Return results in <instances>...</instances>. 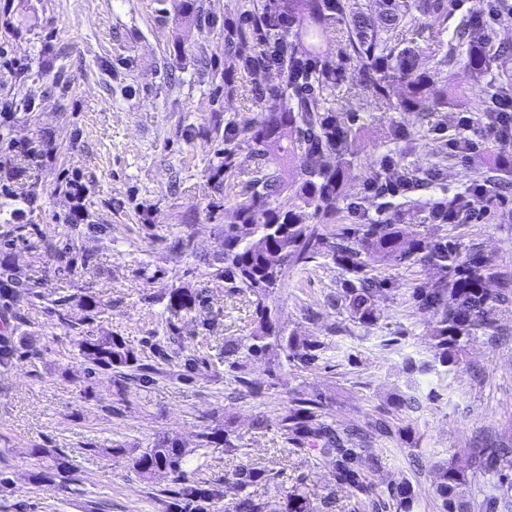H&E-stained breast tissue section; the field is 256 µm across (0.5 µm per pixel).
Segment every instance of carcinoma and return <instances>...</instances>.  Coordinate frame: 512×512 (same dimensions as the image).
<instances>
[{
  "label": "carcinoma",
  "instance_id": "obj_1",
  "mask_svg": "<svg viewBox=\"0 0 512 512\" xmlns=\"http://www.w3.org/2000/svg\"><path fill=\"white\" fill-rule=\"evenodd\" d=\"M371 13H352L345 0H249L243 12L228 30V43L234 46L244 71L255 74L267 67L259 49L280 51L279 85L267 93L279 101V110L264 112L248 125L224 127V140L243 137L253 144L254 176L233 208L224 214V256L215 276L254 297L257 326L248 341H224V366L235 385L256 396L257 386L243 368V361L261 358L279 348L287 360L305 367L318 358L319 347L296 344L279 328L276 313L267 304L281 285L284 270L323 245L311 225L329 224L345 200L350 170L351 129L333 107L332 93L342 81L339 62L354 63L360 81L372 87L381 100H388L387 88L401 86L402 94L392 108L400 112H429L448 103V85L462 75L481 81L492 71L499 57L512 52V44L498 39L494 30L474 17L462 18L455 25L448 52L439 66L448 68L446 83L420 68L422 49L411 39L395 44L392 33L407 31L423 17L447 21L451 11L448 0H375ZM342 33L336 49L324 42L328 29ZM284 159L302 158L301 175L293 192L282 181L270 153ZM402 216L394 213L383 220L360 224L357 239L340 237L328 245L333 260L354 273L364 268L363 250L397 254L409 259L417 254L449 269L450 276L436 287L417 295L423 308L440 316L434 329L439 365L456 363V351L463 340L492 327L491 302L483 284L495 277L488 262L479 258H459L452 245H427L409 238L398 227ZM376 285L359 278L345 289V305L351 320L361 327L376 325ZM26 296L40 300L42 294L13 273L8 252L0 251V308L8 311L16 299ZM164 309L174 316L202 315L201 294L193 288H164L157 296ZM18 328L0 330V368L7 369L19 357V346L34 353L36 339L17 335ZM74 345L93 369L110 372L118 391L128 384L146 387L155 382L162 369L130 348L121 336L110 333L76 336ZM322 402L294 397L276 419L277 431L285 442H294L306 451L335 459L336 485L347 490L359 504L358 512L393 507L396 512H413L415 495L408 481L387 482L379 487L370 476L379 472L378 455L362 447L364 434L359 428L341 433L322 420ZM195 467L188 469L185 449L165 436L156 437L145 448H108L110 454L126 453L132 469L148 484L167 481L160 490L164 512H214L224 499L226 486L237 497L233 512H270L267 503L254 497L250 488L266 479L268 473L249 463L238 465L224 478L197 477L207 466V449L224 447L227 453H239L234 433L222 424L204 427L198 434ZM30 453L45 461L34 473L37 481L59 479L69 482L75 473L65 454L56 448H33ZM470 465L477 470L498 473L512 470V448H476ZM435 475V494L439 512H512V480L501 477L495 493L477 500L469 491L465 470L448 461L431 465ZM278 512H313L299 480L283 489Z\"/></svg>",
  "mask_w": 512,
  "mask_h": 512
}]
</instances>
